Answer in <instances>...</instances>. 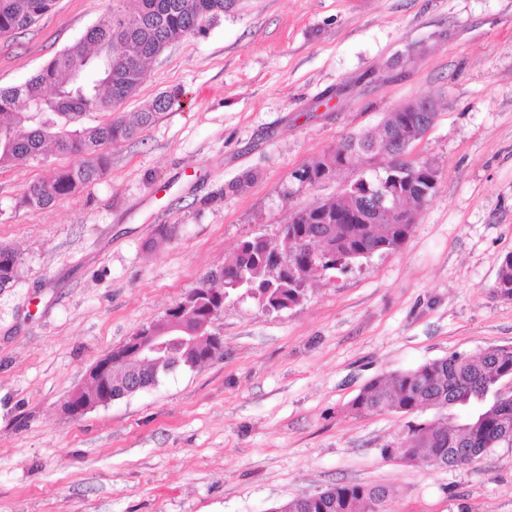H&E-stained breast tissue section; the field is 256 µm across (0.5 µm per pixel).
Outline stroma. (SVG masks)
<instances>
[{"label":"stroma","instance_id":"stroma-1","mask_svg":"<svg viewBox=\"0 0 512 512\" xmlns=\"http://www.w3.org/2000/svg\"><path fill=\"white\" fill-rule=\"evenodd\" d=\"M112 5L57 0L0 39V87ZM173 87L183 107L111 147L106 173L50 208L19 199L72 157L49 149L0 170V245L22 257L0 290V512H267L336 484L389 488L388 512H512L511 445L461 468L404 464L382 450L408 416L347 412L376 377L512 346V298L494 293L512 253V0H235L118 111ZM424 97L438 116L409 154L438 179L399 250L321 277L279 313L234 295L213 327L222 356L64 413L92 365L242 240L353 176L311 187L298 169Z\"/></svg>","mask_w":512,"mask_h":512}]
</instances>
